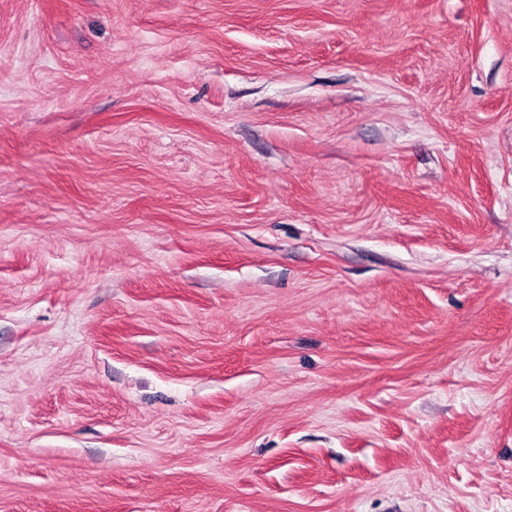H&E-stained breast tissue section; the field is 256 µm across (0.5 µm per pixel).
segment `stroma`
<instances>
[{
    "label": "stroma",
    "instance_id": "35a3bbf8",
    "mask_svg": "<svg viewBox=\"0 0 512 512\" xmlns=\"http://www.w3.org/2000/svg\"><path fill=\"white\" fill-rule=\"evenodd\" d=\"M0 512H512V0H0Z\"/></svg>",
    "mask_w": 512,
    "mask_h": 512
}]
</instances>
